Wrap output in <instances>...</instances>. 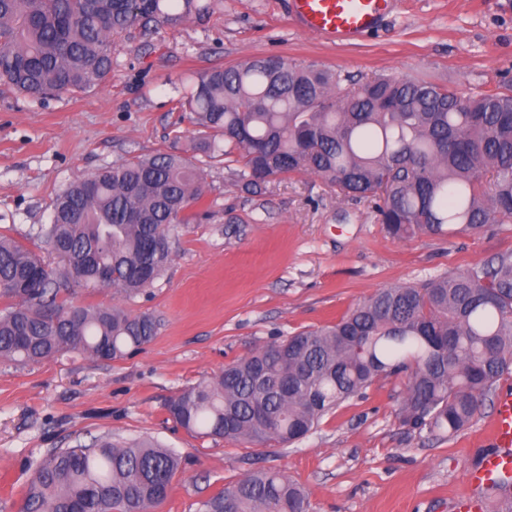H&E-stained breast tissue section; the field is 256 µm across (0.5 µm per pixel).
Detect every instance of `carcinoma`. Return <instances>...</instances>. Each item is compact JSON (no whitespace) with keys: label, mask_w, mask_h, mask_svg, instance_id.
<instances>
[{"label":"carcinoma","mask_w":512,"mask_h":512,"mask_svg":"<svg viewBox=\"0 0 512 512\" xmlns=\"http://www.w3.org/2000/svg\"><path fill=\"white\" fill-rule=\"evenodd\" d=\"M209 0H0V83L32 99L85 92L112 79V47ZM336 73L282 58L206 70L182 106L195 149L237 153L248 193L309 173L346 197L378 198L393 237H445L512 223V92L467 95L378 74L344 91ZM203 173L182 152L112 163L69 186L39 231L63 266L49 268L0 236V358L39 362L62 351L118 359L149 343L156 320L77 305L90 284L135 296L172 261L171 235L203 205ZM512 373V251L419 286L377 291L336 323L275 340L182 389L168 403L185 430L254 446L307 436L378 379L405 375L400 416L452 436ZM180 457L150 440L97 439L46 455L25 512H158ZM199 512H309L287 476L256 470Z\"/></svg>","instance_id":"cac0c4a2"}]
</instances>
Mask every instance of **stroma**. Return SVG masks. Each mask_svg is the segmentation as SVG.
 <instances>
[{"label":"stroma","instance_id":"stroma-1","mask_svg":"<svg viewBox=\"0 0 512 512\" xmlns=\"http://www.w3.org/2000/svg\"><path fill=\"white\" fill-rule=\"evenodd\" d=\"M213 11L151 34L132 29L112 49V79L40 101L0 85V236L49 266L38 229L71 184L113 162L173 149L191 153L195 127L178 108L196 74L279 56L364 81L411 77L459 94L512 85V0H394L378 32L340 46L303 32L286 0H211ZM235 163L204 172L206 212L180 228L153 288L129 298L81 288L84 306H118L158 322L126 357L65 352L35 363L0 358V512H23L39 461L52 450L109 437H150L182 459L160 512H198L253 470L280 472L310 512H453L465 471L488 448L493 399L454 436L409 430L405 381L378 379L294 444L264 447L187 432L166 405L265 344L335 323L379 289L416 285L512 251V224L451 237H390L375 204L311 174L273 178L250 194Z\"/></svg>","mask_w":512,"mask_h":512}]
</instances>
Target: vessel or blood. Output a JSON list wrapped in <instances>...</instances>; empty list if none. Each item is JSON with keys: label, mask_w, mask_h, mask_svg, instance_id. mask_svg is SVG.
I'll use <instances>...</instances> for the list:
<instances>
[{"label": "vessel or blood", "mask_w": 512, "mask_h": 512, "mask_svg": "<svg viewBox=\"0 0 512 512\" xmlns=\"http://www.w3.org/2000/svg\"><path fill=\"white\" fill-rule=\"evenodd\" d=\"M392 0H290L302 30L339 44H353L377 31ZM491 453L466 470V490L454 512H484L486 496L494 485L512 480V390L497 397L490 437Z\"/></svg>", "instance_id": "vessel-or-blood-1"}]
</instances>
